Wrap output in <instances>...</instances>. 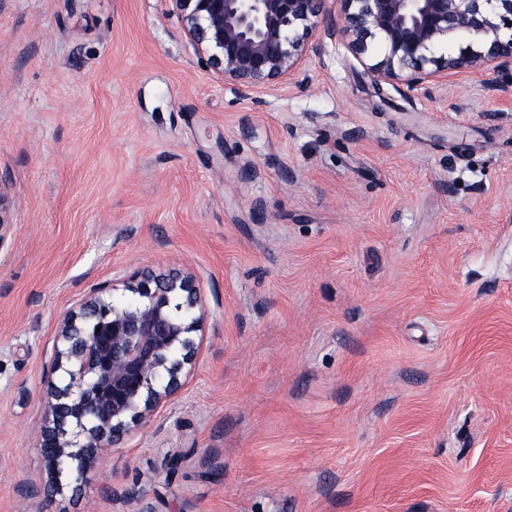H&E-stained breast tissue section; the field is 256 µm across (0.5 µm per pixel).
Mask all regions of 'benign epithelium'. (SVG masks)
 <instances>
[{
  "instance_id": "1",
  "label": "benign epithelium",
  "mask_w": 512,
  "mask_h": 512,
  "mask_svg": "<svg viewBox=\"0 0 512 512\" xmlns=\"http://www.w3.org/2000/svg\"><path fill=\"white\" fill-rule=\"evenodd\" d=\"M215 77L240 97L300 82L321 36L340 35L377 86L428 87L466 72L498 95L512 93V0H167ZM484 49L438 53L450 38ZM123 295L97 288L60 320L45 375L37 432L49 491L76 494L100 454L175 404L205 343V298L186 270H138ZM199 334L193 339V334ZM129 512H151L137 493L112 492Z\"/></svg>"
}]
</instances>
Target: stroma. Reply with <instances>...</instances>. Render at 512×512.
<instances>
[{
  "instance_id": "1",
  "label": "stroma",
  "mask_w": 512,
  "mask_h": 512,
  "mask_svg": "<svg viewBox=\"0 0 512 512\" xmlns=\"http://www.w3.org/2000/svg\"><path fill=\"white\" fill-rule=\"evenodd\" d=\"M303 67L238 98L167 0H0V512H512V95ZM183 267L181 399L33 496L62 314Z\"/></svg>"
}]
</instances>
